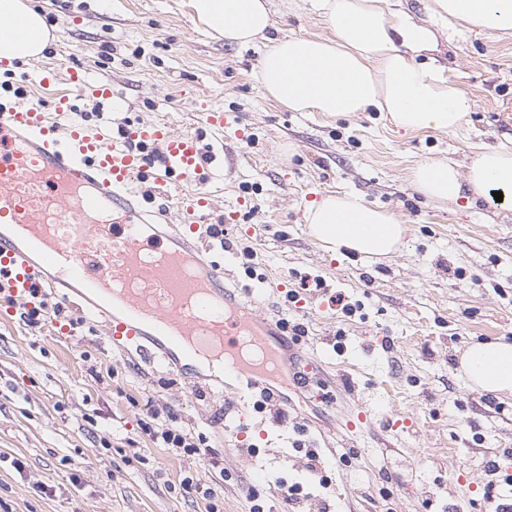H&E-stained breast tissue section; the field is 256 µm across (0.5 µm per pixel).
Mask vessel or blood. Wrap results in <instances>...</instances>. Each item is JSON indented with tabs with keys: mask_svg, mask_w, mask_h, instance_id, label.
Returning <instances> with one entry per match:
<instances>
[{
	"mask_svg": "<svg viewBox=\"0 0 512 512\" xmlns=\"http://www.w3.org/2000/svg\"><path fill=\"white\" fill-rule=\"evenodd\" d=\"M71 81L55 107L72 117L63 133L41 100L0 101V289L23 304L43 286L66 288L81 312L104 321L111 343L186 376L221 364L240 399L263 380L307 386L313 365L289 346L282 322L258 314L252 290L226 288L227 269L195 236L198 225L225 221L205 193H183L201 175L198 135L161 124L88 132L74 99H108L112 87L76 73ZM156 143L157 158L147 151ZM138 177L180 198L171 232L153 229L167 213L133 193Z\"/></svg>",
	"mask_w": 512,
	"mask_h": 512,
	"instance_id": "1",
	"label": "vessel or blood"
}]
</instances>
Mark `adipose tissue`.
Segmentation results:
<instances>
[{
  "instance_id": "adipose-tissue-1",
  "label": "adipose tissue",
  "mask_w": 512,
  "mask_h": 512,
  "mask_svg": "<svg viewBox=\"0 0 512 512\" xmlns=\"http://www.w3.org/2000/svg\"><path fill=\"white\" fill-rule=\"evenodd\" d=\"M431 18L416 21L402 0H313L330 37H269L271 0H189L210 35L247 45L268 38L258 76L265 92L295 112L344 115L373 108L407 131H454L469 103L437 68L418 56L437 46V32L452 23L488 31L512 29V0H432ZM55 36L42 13L23 0H0V60L38 57ZM415 190L444 204L488 191L512 196V148L477 153L466 173L427 160L412 172ZM311 236L333 251L380 258L398 250L406 228L387 211L352 193L323 196L306 214ZM462 370L475 387L512 392V342L467 349Z\"/></svg>"
}]
</instances>
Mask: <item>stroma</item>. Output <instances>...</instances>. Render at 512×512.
I'll use <instances>...</instances> for the list:
<instances>
[{
	"label": "stroma",
	"instance_id": "stroma-1",
	"mask_svg": "<svg viewBox=\"0 0 512 512\" xmlns=\"http://www.w3.org/2000/svg\"><path fill=\"white\" fill-rule=\"evenodd\" d=\"M32 2L57 38L38 59L0 65V97L19 87L52 106L74 70L114 93L76 99L87 127L199 133L214 155V203L239 213L214 259L240 287L265 291L264 315L281 310L278 288L303 297L329 285L325 309L281 311L338 395L288 387L280 421L212 379L187 392L73 306L63 335L0 298V512H248L285 481L302 484L304 512H488L485 462L512 468V394L471 386L461 357L512 340V201L435 203L411 174L427 159L463 167L481 148L512 147V31L440 36L434 57L470 109L456 132H405L374 110L286 109L257 78L263 44L212 38L188 0ZM273 10L274 35L328 34L312 0H273ZM46 68L59 80L44 91L34 77ZM216 110L238 117L239 134L203 127ZM344 192L405 224L398 253L373 261L313 240L308 205ZM156 411L199 453L153 443L144 427ZM310 448L322 461L314 475Z\"/></svg>",
	"mask_w": 512,
	"mask_h": 512
}]
</instances>
